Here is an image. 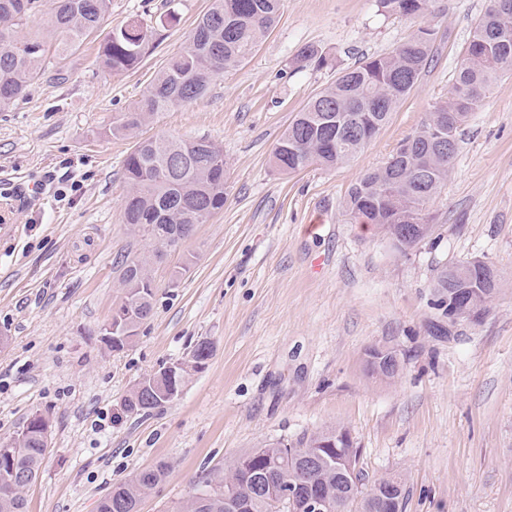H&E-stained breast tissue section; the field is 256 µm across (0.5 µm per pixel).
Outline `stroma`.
<instances>
[{
  "mask_svg": "<svg viewBox=\"0 0 512 512\" xmlns=\"http://www.w3.org/2000/svg\"><path fill=\"white\" fill-rule=\"evenodd\" d=\"M488 0H429L433 58L388 123L349 163L282 174L273 147L342 69L412 31L378 0H282L237 70L138 136L206 138L228 162L224 207L153 267V313L115 351L100 330L122 302L118 261L147 251L123 221V163L134 139L108 133L186 41L209 0H112L101 27L180 17L143 63L109 75L97 43L48 58L0 112V440L32 415L50 422L27 512H97L113 484L165 464L139 512H178L208 473L270 443L341 425L363 483L405 484V512H512V72L459 131L434 230L407 253L349 223L344 199L448 95ZM314 45L333 63L293 71ZM137 136V137H138ZM315 232H308V225ZM481 259L501 281L483 318L437 335L440 269ZM210 342L164 407L131 415L129 390ZM372 348L395 352L393 382L368 376Z\"/></svg>",
  "mask_w": 512,
  "mask_h": 512,
  "instance_id": "1",
  "label": "stroma"
}]
</instances>
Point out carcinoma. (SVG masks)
Returning <instances> with one entry per match:
<instances>
[{
	"label": "carcinoma",
	"instance_id": "obj_1",
	"mask_svg": "<svg viewBox=\"0 0 512 512\" xmlns=\"http://www.w3.org/2000/svg\"><path fill=\"white\" fill-rule=\"evenodd\" d=\"M427 0H379L381 11L417 21L424 17ZM112 0H0V111L22 97L39 77L45 62V46H55L56 58L66 59L94 36L109 13ZM281 0H211L200 15L183 47L167 58L126 117L112 126L114 137L136 135L153 117L185 106L202 97L219 75L242 65L261 38L278 19ZM33 17L45 24V33L27 31ZM156 42V29L131 20L112 30L99 47L97 64L108 74L137 68ZM433 50V31L418 26L411 38L388 53L372 56L356 67L340 72L336 81L314 95L294 115L278 140L273 155L276 168L285 174L317 166L335 169L361 152L391 112L414 88L426 69ZM323 50L307 45L292 58L295 70L329 65ZM512 71V0H490L475 21L470 39L456 67L448 98L440 100L421 127L402 141L385 165L362 174L348 189L344 209L353 224H368L404 253L418 244L404 240L400 230L409 224H431V202L452 172L456 153L440 154L439 136L457 137L460 127L482 104L492 84ZM227 162L223 149L205 138H148L136 141L123 164L127 192L124 221L130 231L153 245L150 253L125 257L120 262L125 297L119 305L126 338L109 341L115 351L132 344L140 326L153 312L155 281L152 266L162 251L177 246L188 226L205 224L224 208ZM154 224L162 235L152 237L141 229ZM499 285V275L486 262H470L469 274L457 283L468 296L486 305ZM169 402L167 387L157 384L127 397L125 411L139 414ZM347 432L330 427L298 441L286 459L280 446L255 448L238 458L240 467L215 471L207 486L216 498L206 508L195 497L186 499L180 512H227L224 487L249 502L250 512H294L271 497L253 494L251 473L270 461L283 464L285 482H314L328 493L334 512H371L377 503V486L367 491L350 488L336 471L323 442ZM46 448L36 422H30L21 448L0 453V474L29 471L38 474ZM166 475L162 464L145 469L112 487L98 505V512H138L143 491ZM24 487L0 489V512H26Z\"/></svg>",
	"mask_w": 512,
	"mask_h": 512
}]
</instances>
